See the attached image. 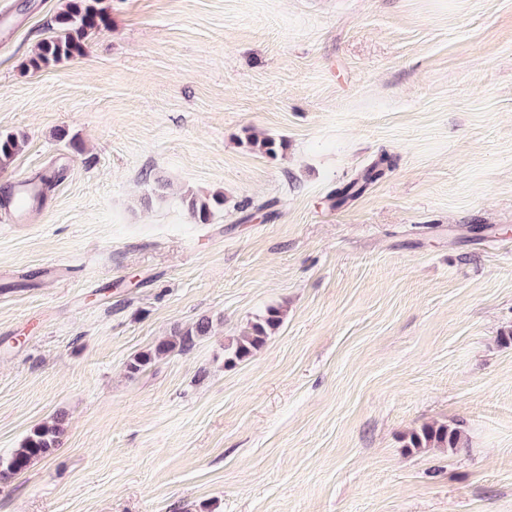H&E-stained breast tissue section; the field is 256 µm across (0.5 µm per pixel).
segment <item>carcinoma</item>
<instances>
[{"instance_id":"carcinoma-1","label":"carcinoma","mask_w":512,"mask_h":512,"mask_svg":"<svg viewBox=\"0 0 512 512\" xmlns=\"http://www.w3.org/2000/svg\"><path fill=\"white\" fill-rule=\"evenodd\" d=\"M105 0H67L65 8L56 14L53 20V35L40 42L37 50L29 59V65L35 69L81 57L85 53L87 37L94 31L108 26V7ZM249 146L264 154L275 157L284 147V141L271 136L251 134L247 137ZM21 148L18 136L0 134V169L7 168ZM389 156L382 154L377 162L361 173L352 182L336 190V203L342 205L361 194L368 184L383 175L381 165ZM186 210L192 220L200 224H209L216 212L224 209V194L217 192L210 197L190 196L184 198ZM283 323V312L276 306L267 307L257 315L247 330L224 346V362L234 365L246 361L259 351L267 339ZM212 330V319L202 317L192 326L177 328L171 336L160 342L154 349L134 356L127 365L128 373L135 375L151 366L155 361L175 350L186 352L196 340L207 336ZM63 434V419L45 423L28 434L20 447L9 458L0 459V479L26 470L34 461L49 455L59 446ZM409 448H449L456 450L467 447L463 431L446 424H427L409 435Z\"/></svg>"}]
</instances>
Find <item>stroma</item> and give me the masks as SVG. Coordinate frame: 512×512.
Returning <instances> with one entry per match:
<instances>
[{"label": "stroma", "instance_id": "obj_1", "mask_svg": "<svg viewBox=\"0 0 512 512\" xmlns=\"http://www.w3.org/2000/svg\"><path fill=\"white\" fill-rule=\"evenodd\" d=\"M107 2L35 70L66 0H0V196L48 182L0 223V457L65 428L0 512H512V0ZM105 0H67L65 8L53 20V35L40 42L29 59L32 68L40 69L81 57L85 53L87 37L94 31L107 27L108 7ZM387 159L391 160L390 156L386 153L382 154L377 162L361 173L352 182H349L345 186L336 190V202L337 204H344L348 200H351L361 194L368 184L379 179L383 175V169L381 165L387 163ZM40 186L30 181H19L12 194V209L9 211V221L22 224L27 216L28 207L40 195ZM184 202L192 220L200 224H209L214 219L216 212L224 209V194L217 192L208 198L191 195L185 197ZM283 323V312L280 307L269 306L257 315L247 330L240 336L232 338L224 346V362L234 365L250 359L259 351L267 339L274 334ZM211 330L212 319L209 317L198 319L191 327L186 329H175L168 339L157 344L154 349L134 356L127 365L128 373L135 375L154 364L161 356L168 355L175 350L179 352L189 351L194 346L196 340L208 336ZM408 447L411 448H466L467 441L463 431L448 424H427L409 435Z\"/></svg>", "mask_w": 512, "mask_h": 512}]
</instances>
